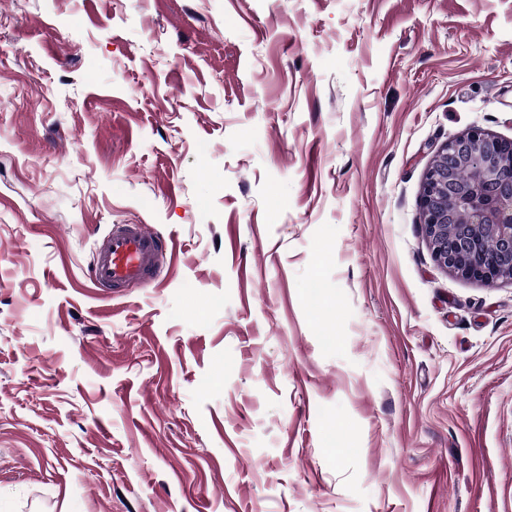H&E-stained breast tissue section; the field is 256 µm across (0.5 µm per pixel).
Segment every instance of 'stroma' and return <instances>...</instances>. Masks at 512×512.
<instances>
[{
	"label": "stroma",
	"mask_w": 512,
	"mask_h": 512,
	"mask_svg": "<svg viewBox=\"0 0 512 512\" xmlns=\"http://www.w3.org/2000/svg\"><path fill=\"white\" fill-rule=\"evenodd\" d=\"M474 127L512 0H0V512H512V281L419 223ZM161 259H168L163 235L140 224H123L104 240L89 273L97 287L145 284Z\"/></svg>",
	"instance_id": "35a3bbf8"
}]
</instances>
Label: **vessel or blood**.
Wrapping results in <instances>:
<instances>
[{
  "label": "vessel or blood",
  "mask_w": 512,
  "mask_h": 512,
  "mask_svg": "<svg viewBox=\"0 0 512 512\" xmlns=\"http://www.w3.org/2000/svg\"><path fill=\"white\" fill-rule=\"evenodd\" d=\"M167 256L168 243L163 235L140 224H125L104 240L89 278L99 287L140 286Z\"/></svg>",
  "instance_id": "b4317fda"
}]
</instances>
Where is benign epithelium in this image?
Segmentation results:
<instances>
[{"instance_id": "1", "label": "benign epithelium", "mask_w": 512, "mask_h": 512, "mask_svg": "<svg viewBox=\"0 0 512 512\" xmlns=\"http://www.w3.org/2000/svg\"><path fill=\"white\" fill-rule=\"evenodd\" d=\"M438 265L474 281L512 280V140L473 128L428 165L419 196Z\"/></svg>"}]
</instances>
